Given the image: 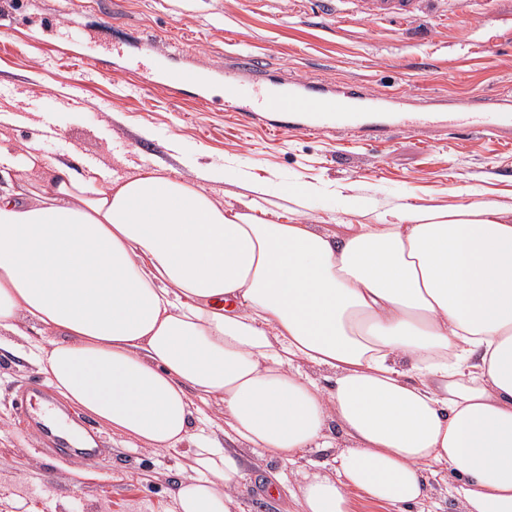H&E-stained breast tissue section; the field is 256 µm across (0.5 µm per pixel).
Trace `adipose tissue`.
Listing matches in <instances>:
<instances>
[{
	"instance_id": "ef3b65f1",
	"label": "adipose tissue",
	"mask_w": 512,
	"mask_h": 512,
	"mask_svg": "<svg viewBox=\"0 0 512 512\" xmlns=\"http://www.w3.org/2000/svg\"><path fill=\"white\" fill-rule=\"evenodd\" d=\"M0 328L101 426L154 448L193 441L174 512H243L247 465L293 462L331 428L332 475L298 512H401L452 472L463 512H512V217L467 203L398 223L270 224L146 168L80 174L0 150ZM333 375L323 391L307 368ZM224 404L229 447L192 434Z\"/></svg>"
}]
</instances>
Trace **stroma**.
<instances>
[{"label":"stroma","instance_id":"1","mask_svg":"<svg viewBox=\"0 0 512 512\" xmlns=\"http://www.w3.org/2000/svg\"><path fill=\"white\" fill-rule=\"evenodd\" d=\"M459 18L425 12L407 29L388 22L320 25L291 0H20L0 16V145L39 143L75 170L101 162L118 173L159 164L206 183L225 209L272 224H376L410 207L488 203L512 210V137L431 123L382 142L328 128L277 131L272 113L243 122L224 85L172 94L140 88L171 67L203 69L236 53L258 56L270 88L285 77L359 86L399 112H463L468 96L512 98V0H461ZM80 25L72 58L50 20ZM57 128L45 139L40 126ZM23 337L0 348V512H173L185 452L128 441L59 394L69 428L91 433L106 456L54 458L12 404L47 375L23 355Z\"/></svg>","mask_w":512,"mask_h":512}]
</instances>
